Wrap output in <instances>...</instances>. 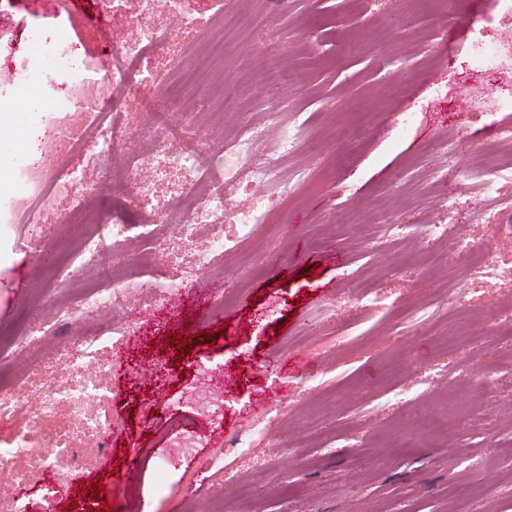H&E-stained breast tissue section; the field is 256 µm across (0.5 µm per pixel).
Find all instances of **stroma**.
Instances as JSON below:
<instances>
[{
	"mask_svg": "<svg viewBox=\"0 0 512 512\" xmlns=\"http://www.w3.org/2000/svg\"><path fill=\"white\" fill-rule=\"evenodd\" d=\"M111 5L107 17L92 0H71L65 12L0 0V68L13 73L0 88L33 99L11 110L10 131L0 134L8 181L37 179L16 148L24 124L42 129L46 156L57 131H92L93 117L52 105L77 78L90 80L85 100L108 93L132 132L104 164L72 152L79 180L49 205L0 195V233L15 255L0 268V327L27 318L55 352L30 364V398L0 423V449L29 431L37 453L56 463L45 470L20 457L0 467V512H83L86 502L109 512H512V342L488 320L512 298V280L501 275L512 266V238L496 230L500 200L482 190L491 164L512 168V156L496 152L500 128H512V111L497 106L512 98V62L485 73L470 53L477 37H502L504 0H180L153 14L136 0ZM179 12L191 24L176 21ZM226 12L264 14L268 23L246 35L222 24ZM132 23L164 28L167 40L148 61L150 77L115 89L103 83L102 65ZM60 30L65 43H53ZM46 38L50 51L31 75L28 45ZM219 42L234 49L213 64L203 92L221 100L231 82L240 100L239 111L222 115L198 111L181 86L182 67ZM277 61L295 76L279 96L263 80ZM173 95L181 99L173 125L192 129L206 152L244 124L264 127L268 152L276 124L303 135L297 153L277 162L280 178L294 182L291 195L242 245L252 268L205 274L204 318L157 298V284L191 265L198 243L219 231L204 226L194 244L172 229L152 235L171 215L181 172L168 174L144 210L110 191L129 157L150 159L161 137L154 115ZM355 125L362 135L344 138ZM77 193L93 200L99 223L130 225L129 248L156 249L147 270H127L109 249L101 258L143 287L107 314L129 332L123 350L89 372L86 414L103 425L100 437L84 432L67 403L53 417L40 413L44 394L75 385L60 355L94 317L77 310L62 325L29 309L34 294L49 305L87 286L27 276L35 262L27 244L47 228L76 241L89 233L71 206ZM386 221L405 225V238L390 237ZM364 224L379 227L371 255L360 242ZM426 224L453 225L444 259L424 252ZM228 288L235 300L214 307ZM465 325L484 330V342L449 348ZM185 342L189 352L179 353ZM200 361L229 371L224 422L196 421L202 447L161 488L156 464L185 417L169 401L191 386ZM240 433L249 447L228 449ZM219 453L220 468L212 464Z\"/></svg>",
	"mask_w": 512,
	"mask_h": 512,
	"instance_id": "1",
	"label": "stroma"
}]
</instances>
